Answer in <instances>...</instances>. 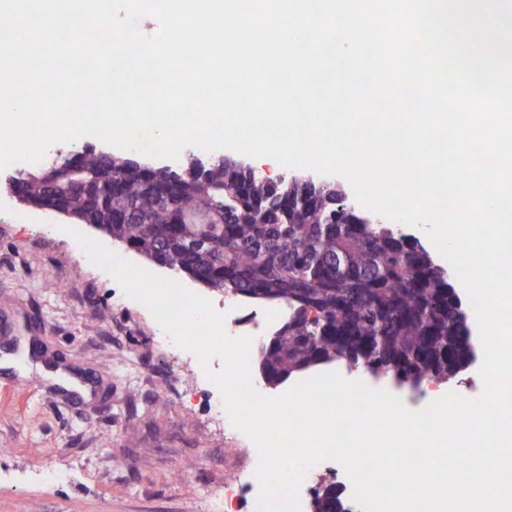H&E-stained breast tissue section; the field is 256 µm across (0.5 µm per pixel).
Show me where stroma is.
<instances>
[{
  "instance_id": "35a3bbf8",
  "label": "stroma",
  "mask_w": 512,
  "mask_h": 512,
  "mask_svg": "<svg viewBox=\"0 0 512 512\" xmlns=\"http://www.w3.org/2000/svg\"><path fill=\"white\" fill-rule=\"evenodd\" d=\"M70 224L0 210V512H203L208 487L256 469L252 442L212 430L183 394L202 367L158 349L150 311L72 255Z\"/></svg>"
}]
</instances>
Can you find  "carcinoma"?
<instances>
[{"mask_svg":"<svg viewBox=\"0 0 512 512\" xmlns=\"http://www.w3.org/2000/svg\"><path fill=\"white\" fill-rule=\"evenodd\" d=\"M52 181L32 177L22 200L87 224L147 260L224 294L277 302L285 320L259 345V372L275 385L335 361L398 382L443 383L474 358L447 271L392 224L347 213L325 186L306 205L293 182L245 175L224 156L179 169L134 166L108 152L67 158ZM117 188L100 201L99 181ZM313 512H349L333 483Z\"/></svg>","mask_w":512,"mask_h":512,"instance_id":"obj_1","label":"carcinoma"}]
</instances>
